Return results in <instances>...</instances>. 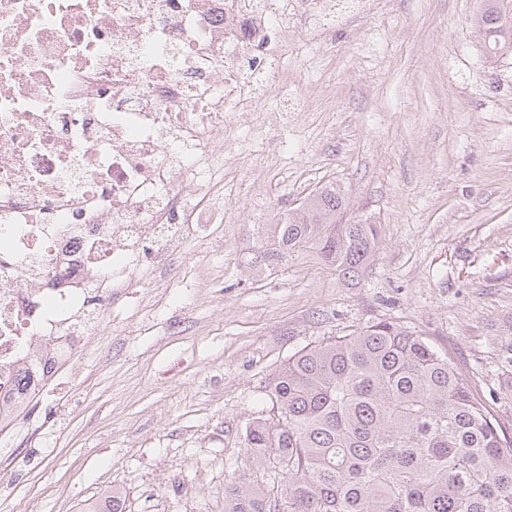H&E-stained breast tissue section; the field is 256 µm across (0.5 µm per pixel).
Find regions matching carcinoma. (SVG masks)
I'll return each instance as SVG.
<instances>
[{
	"mask_svg": "<svg viewBox=\"0 0 512 512\" xmlns=\"http://www.w3.org/2000/svg\"><path fill=\"white\" fill-rule=\"evenodd\" d=\"M474 24L512 53V0H484ZM336 185L267 229L275 260L314 241L353 278L376 252L375 224H338ZM273 415L246 423L253 462L288 476L224 488V512H512V440L448 354L389 322L292 354L268 380Z\"/></svg>",
	"mask_w": 512,
	"mask_h": 512,
	"instance_id": "obj_1",
	"label": "carcinoma"
}]
</instances>
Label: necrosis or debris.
I'll list each match as a JSON object with an SVG mask.
<instances>
[{"mask_svg": "<svg viewBox=\"0 0 512 512\" xmlns=\"http://www.w3.org/2000/svg\"><path fill=\"white\" fill-rule=\"evenodd\" d=\"M329 0H0V431L104 295L224 221L228 108L263 114Z\"/></svg>", "mask_w": 512, "mask_h": 512, "instance_id": "4bbe7bcc", "label": "necrosis or debris"}]
</instances>
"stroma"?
Masks as SVG:
<instances>
[{"instance_id": "stroma-1", "label": "stroma", "mask_w": 512, "mask_h": 512, "mask_svg": "<svg viewBox=\"0 0 512 512\" xmlns=\"http://www.w3.org/2000/svg\"><path fill=\"white\" fill-rule=\"evenodd\" d=\"M343 0L284 65L304 111L243 144L224 224L142 298L113 296L100 334L0 436V512H224L259 474L243 428L269 417L293 353L390 322L446 351L512 436V54L490 57L480 0ZM336 184L379 227L360 279L316 243L263 258V225Z\"/></svg>"}]
</instances>
